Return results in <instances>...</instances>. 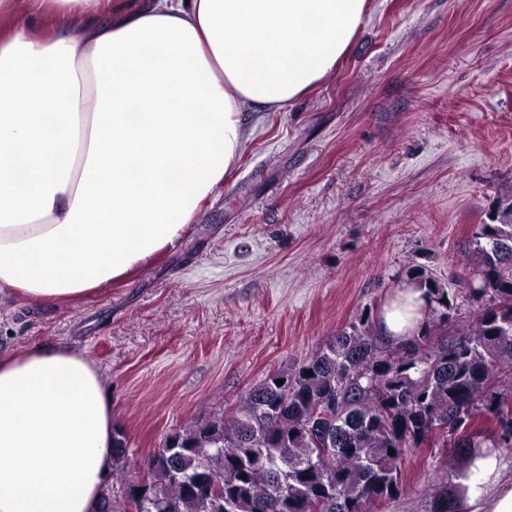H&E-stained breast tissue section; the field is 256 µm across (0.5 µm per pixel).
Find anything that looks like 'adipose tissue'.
<instances>
[{"label": "adipose tissue", "mask_w": 512, "mask_h": 512, "mask_svg": "<svg viewBox=\"0 0 512 512\" xmlns=\"http://www.w3.org/2000/svg\"><path fill=\"white\" fill-rule=\"evenodd\" d=\"M370 0H0V288L81 299L174 245L242 154V112L332 76ZM399 283L376 328L424 319ZM98 367L42 342L0 357V512H96L115 470ZM458 512H512V458L483 448Z\"/></svg>", "instance_id": "obj_1"}]
</instances>
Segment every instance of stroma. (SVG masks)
Returning a JSON list of instances; mask_svg holds the SVG:
<instances>
[{
  "instance_id": "1",
  "label": "stroma",
  "mask_w": 512,
  "mask_h": 512,
  "mask_svg": "<svg viewBox=\"0 0 512 512\" xmlns=\"http://www.w3.org/2000/svg\"><path fill=\"white\" fill-rule=\"evenodd\" d=\"M242 120L234 174L145 267L74 304L0 294V355L57 342L99 367L131 478L167 434L379 316L410 268L468 275L472 227L512 185V0H371L333 76ZM458 466L414 449L369 512H430Z\"/></svg>"
}]
</instances>
